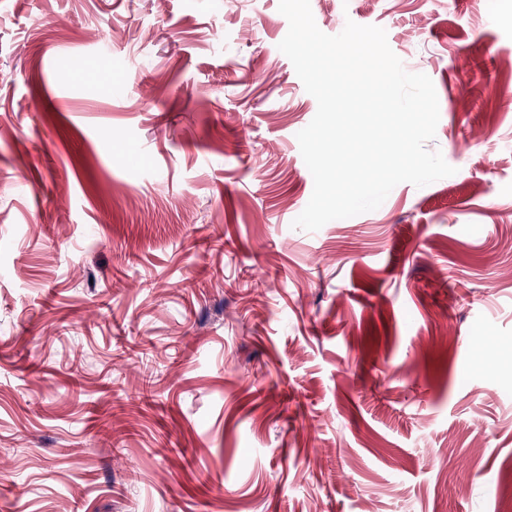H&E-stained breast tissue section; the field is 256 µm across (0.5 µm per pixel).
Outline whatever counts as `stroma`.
I'll return each mask as SVG.
<instances>
[{"mask_svg": "<svg viewBox=\"0 0 512 512\" xmlns=\"http://www.w3.org/2000/svg\"><path fill=\"white\" fill-rule=\"evenodd\" d=\"M278 6L0 0V512H512V0H310L456 169L315 232Z\"/></svg>", "mask_w": 512, "mask_h": 512, "instance_id": "35a3bbf8", "label": "stroma"}]
</instances>
